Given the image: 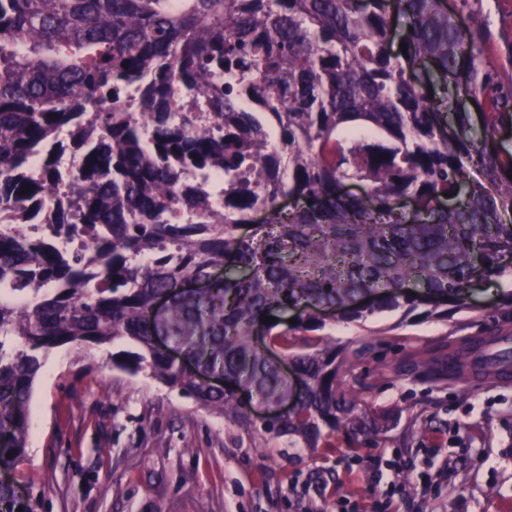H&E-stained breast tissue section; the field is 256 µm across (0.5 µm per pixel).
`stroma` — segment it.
<instances>
[{
  "instance_id": "35a3bbf8",
  "label": "stroma",
  "mask_w": 512,
  "mask_h": 512,
  "mask_svg": "<svg viewBox=\"0 0 512 512\" xmlns=\"http://www.w3.org/2000/svg\"><path fill=\"white\" fill-rule=\"evenodd\" d=\"M500 279L465 309L326 319L315 336L356 379L378 436L306 448L246 429L146 372L122 342L50 349L16 469L40 512H505L512 507V381L471 386L402 371L411 355L512 335Z\"/></svg>"
}]
</instances>
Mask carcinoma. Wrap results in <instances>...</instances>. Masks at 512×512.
Here are the masks:
<instances>
[{
	"mask_svg": "<svg viewBox=\"0 0 512 512\" xmlns=\"http://www.w3.org/2000/svg\"><path fill=\"white\" fill-rule=\"evenodd\" d=\"M493 3L512 15V0H399L411 30L395 53L391 0H0V469L26 448L41 353L66 344L132 343L116 366L242 426L239 395H292L270 346L304 388L265 432L306 448L325 428L377 435L336 349L305 352L296 333L321 329L325 309L465 308L467 289L512 278V152L494 143L512 124V39L493 40ZM433 83L469 88L482 138L468 109L450 122L431 105ZM177 93L208 112H174ZM66 151L77 163L63 171ZM206 174L221 200L193 182ZM41 208L50 232L17 229ZM78 232L84 251L60 245ZM190 279L208 287L181 288ZM485 361L512 369V353L475 345L427 373ZM38 507L0 481V512Z\"/></svg>",
	"mask_w": 512,
	"mask_h": 512,
	"instance_id": "carcinoma-1",
	"label": "carcinoma"
}]
</instances>
